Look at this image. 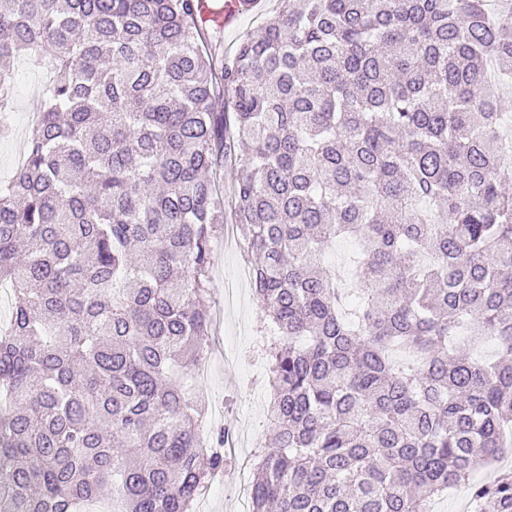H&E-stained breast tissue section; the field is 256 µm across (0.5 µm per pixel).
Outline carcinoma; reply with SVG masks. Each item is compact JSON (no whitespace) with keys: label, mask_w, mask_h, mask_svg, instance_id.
Returning a JSON list of instances; mask_svg holds the SVG:
<instances>
[{"label":"carcinoma","mask_w":512,"mask_h":512,"mask_svg":"<svg viewBox=\"0 0 512 512\" xmlns=\"http://www.w3.org/2000/svg\"><path fill=\"white\" fill-rule=\"evenodd\" d=\"M278 2L224 59L205 0L0 8V112L16 58L52 73L0 182V512H71L108 488L112 512H191L227 467L228 428L203 442L185 386L227 207L271 333L250 512H431L502 454L512 7ZM228 160L226 198L211 174ZM341 237L361 246L352 288L323 263ZM461 329L495 359L460 354ZM470 500L512 512V471Z\"/></svg>","instance_id":"1"}]
</instances>
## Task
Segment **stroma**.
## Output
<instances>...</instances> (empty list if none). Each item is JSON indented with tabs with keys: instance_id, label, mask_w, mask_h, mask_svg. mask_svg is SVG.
Listing matches in <instances>:
<instances>
[{
	"instance_id": "stroma-1",
	"label": "stroma",
	"mask_w": 512,
	"mask_h": 512,
	"mask_svg": "<svg viewBox=\"0 0 512 512\" xmlns=\"http://www.w3.org/2000/svg\"><path fill=\"white\" fill-rule=\"evenodd\" d=\"M277 6L278 0H256L252 10L238 12L225 23V56H233L242 37L256 29ZM47 81L45 70L33 67L24 58L16 62L13 108L4 120L5 133H0V182L9 181L17 168ZM212 248V327L205 358L207 369L197 375L192 387L207 404L211 426L229 427L234 441L233 462L223 477L214 478L209 490L197 499L194 512H239L233 497L239 474L248 471L255 448L267 442L270 432L264 416L268 394L265 366L258 356L264 315L250 284L242 277L245 261L234 224H224Z\"/></svg>"
}]
</instances>
